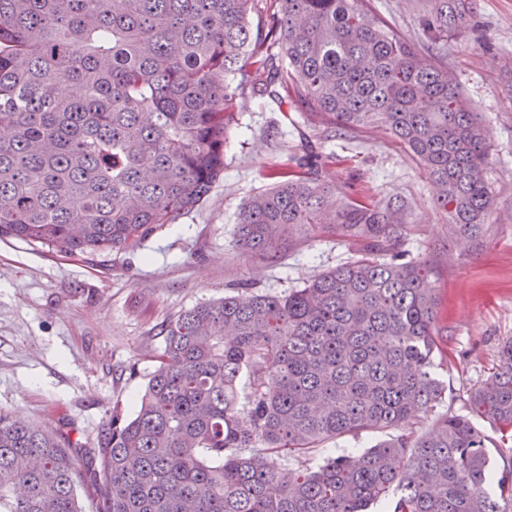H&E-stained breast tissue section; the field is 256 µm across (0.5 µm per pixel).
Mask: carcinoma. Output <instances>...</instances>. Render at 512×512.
I'll return each instance as SVG.
<instances>
[{
  "instance_id": "carcinoma-1",
  "label": "carcinoma",
  "mask_w": 512,
  "mask_h": 512,
  "mask_svg": "<svg viewBox=\"0 0 512 512\" xmlns=\"http://www.w3.org/2000/svg\"><path fill=\"white\" fill-rule=\"evenodd\" d=\"M0 0V238L70 257L138 244L196 209L224 174L233 78L278 110L342 129L384 128L437 188L448 231L474 244L496 198L492 145L448 71L426 63L364 0ZM461 0L424 19L440 42ZM239 210L236 245L275 264L334 227L355 256L303 287H248L162 326L133 418L97 440V512H512V448L494 478L478 421L512 441V342L468 414L405 425L442 405L443 343L428 261L402 262L401 208L341 200L283 168ZM248 380L242 390L241 380ZM388 439L317 469L299 460L361 431ZM0 409V512H83L74 450Z\"/></svg>"
}]
</instances>
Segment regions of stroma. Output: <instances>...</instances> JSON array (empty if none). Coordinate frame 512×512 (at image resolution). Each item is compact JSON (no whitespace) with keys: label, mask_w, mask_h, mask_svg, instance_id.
Returning <instances> with one entry per match:
<instances>
[{"label":"stroma","mask_w":512,"mask_h":512,"mask_svg":"<svg viewBox=\"0 0 512 512\" xmlns=\"http://www.w3.org/2000/svg\"><path fill=\"white\" fill-rule=\"evenodd\" d=\"M469 25L449 34L429 63L447 68L486 125V178L497 206L485 243L450 237L435 188L406 150L380 128L338 131L305 112H282L236 91L224 133V176L200 207L154 229L139 246L95 258L0 238V408L26 423L59 429L92 446L113 404L132 415L164 342L160 329L193 306L248 286L280 295L348 261L352 248L321 232L270 266L238 249L240 207L274 181L292 157L318 155L314 175L338 195L404 205L403 248L427 260L440 302L448 385L443 407L466 413L471 391L512 341V0H469ZM384 22L425 49L424 0H367ZM378 432L325 441L301 463L360 453Z\"/></svg>","instance_id":"stroma-1"}]
</instances>
